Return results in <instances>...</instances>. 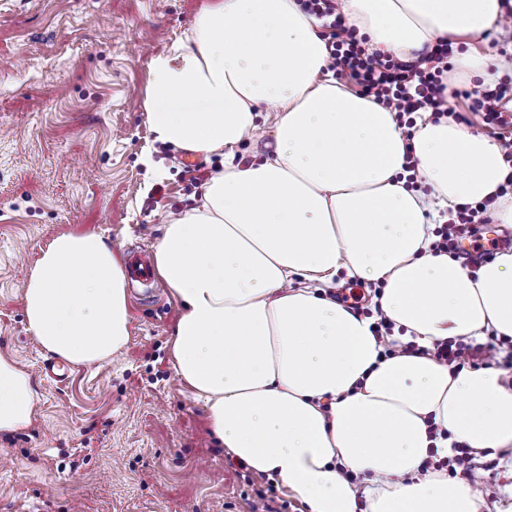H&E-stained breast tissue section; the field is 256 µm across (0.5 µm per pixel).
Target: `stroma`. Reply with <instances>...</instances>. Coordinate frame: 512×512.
<instances>
[{"label":"stroma","instance_id":"35a3bbf8","mask_svg":"<svg viewBox=\"0 0 512 512\" xmlns=\"http://www.w3.org/2000/svg\"><path fill=\"white\" fill-rule=\"evenodd\" d=\"M210 0H0V352L29 373L28 427L0 434V512H253L254 487L207 436L175 378L181 314L128 287L131 339L108 361L42 371L24 288L41 248L97 231L153 249L221 162L155 143L143 99L151 59Z\"/></svg>","mask_w":512,"mask_h":512}]
</instances>
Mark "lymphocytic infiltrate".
Listing matches in <instances>:
<instances>
[{
  "label": "lymphocytic infiltrate",
  "mask_w": 512,
  "mask_h": 512,
  "mask_svg": "<svg viewBox=\"0 0 512 512\" xmlns=\"http://www.w3.org/2000/svg\"><path fill=\"white\" fill-rule=\"evenodd\" d=\"M306 7L319 17L329 19L332 32L328 38L330 68L347 69L362 87L364 95L396 112L404 135H411L416 112L433 109L444 113L445 98L441 75L448 69L452 43L440 41L423 51L417 59L402 60L390 56L366 55L354 39L339 35L344 23L336 15V0H306Z\"/></svg>",
  "instance_id": "obj_1"
}]
</instances>
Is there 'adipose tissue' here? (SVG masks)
<instances>
[{
    "label": "adipose tissue",
    "instance_id": "ef3b65f1",
    "mask_svg": "<svg viewBox=\"0 0 512 512\" xmlns=\"http://www.w3.org/2000/svg\"><path fill=\"white\" fill-rule=\"evenodd\" d=\"M337 3L368 53L413 58L449 39L464 82L512 74L511 57L470 45L512 33V0ZM322 25L300 0H212L150 61L155 141L223 160L155 246L182 307L173 372L209 436L304 512H480L476 482L422 465L457 443L512 460V376L434 352L512 338V251L473 270L432 243L463 203L493 199L495 223L512 227V197L498 194L512 168L498 142L429 109L405 139L394 112L328 71ZM264 125L261 160L236 161ZM348 277L380 283L371 304L392 336L333 298ZM24 308L50 355L108 361L130 340L122 254L98 232L56 236ZM36 404L30 375L0 354V433L28 427Z\"/></svg>",
    "mask_w": 512,
    "mask_h": 512
}]
</instances>
